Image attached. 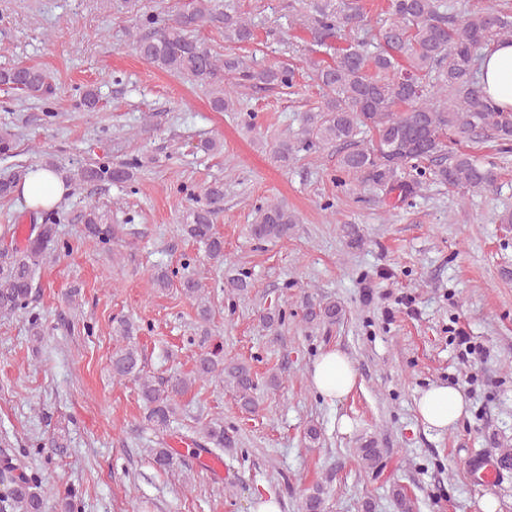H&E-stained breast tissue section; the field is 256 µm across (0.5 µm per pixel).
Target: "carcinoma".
Segmentation results:
<instances>
[{
    "instance_id": "cac0c4a2",
    "label": "carcinoma",
    "mask_w": 512,
    "mask_h": 512,
    "mask_svg": "<svg viewBox=\"0 0 512 512\" xmlns=\"http://www.w3.org/2000/svg\"><path fill=\"white\" fill-rule=\"evenodd\" d=\"M311 17L313 33L320 46L328 45L336 30L359 26L363 8L359 0H316ZM389 17L375 31L336 51L331 64L310 62L311 80L322 91L318 106L306 113L299 131L274 145V155L286 163L301 150L336 145L343 148L337 159L338 171L363 188L406 199L421 183L430 180L450 190L491 191L499 173L497 164L466 145L485 137L506 150L512 145V111L492 106L480 77V61L493 43L512 41V10L508 4L491 0L471 10L457 0H389ZM206 22L224 24V39L237 44L253 40L250 24L242 17L220 11L216 0H186L182 9L168 17L146 19L148 33L136 40L135 49L146 62L171 73L187 76L200 85L212 87L211 107L222 112L234 106V86L265 85L290 89L296 71L288 65L245 66L235 58L218 59L199 46L190 33ZM236 75V84L224 85L219 72ZM0 86L29 97L43 98L52 92L45 70L25 64L0 68ZM137 164L125 162L80 167L68 176L74 182L126 184L134 180ZM28 170L0 180V199L7 200L25 180ZM187 234L205 246L207 257H224V240L213 231L214 212L196 207L185 217ZM296 220L279 203L258 209L250 225L258 241L281 240L294 229ZM88 237L104 247L116 238L117 229L96 207L84 215ZM61 248L56 224L32 226L22 248H15L12 261L0 266V311L28 310L33 299L36 269ZM153 284L161 289L178 285L193 299L200 326L201 343L207 342L206 325L211 305L204 287L193 273L181 276L160 270ZM228 287L240 295L248 293L250 274L239 270L228 278ZM336 301L309 306L305 320L310 324L333 325L342 315ZM133 324L118 323L116 333L128 340L112 352V378L124 381L139 377L141 353L129 343ZM217 377L229 385L241 406L254 410L255 381L252 367L224 360L220 348L201 352L195 359L193 376L170 377L161 381L144 379L139 385L146 418L159 434L169 429L176 414L177 399L193 382ZM235 441L214 422L203 428L197 445L203 449L231 448ZM67 443L53 434L34 448H20L0 455V512H47L49 499L59 512H72L76 492L46 488L40 471L30 459L40 455L50 461ZM176 452L161 442L154 463L168 470ZM301 512H324V490L316 487L307 494Z\"/></svg>"
}]
</instances>
